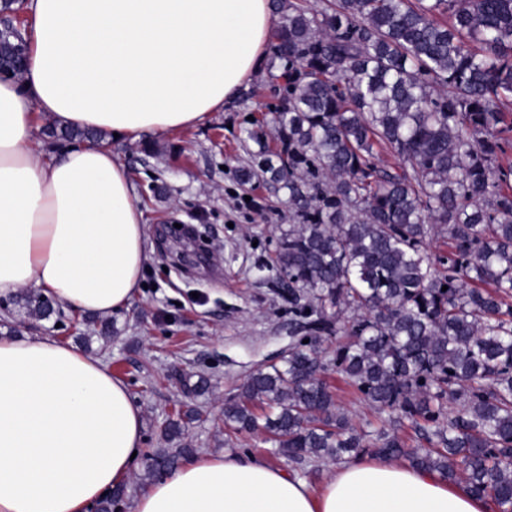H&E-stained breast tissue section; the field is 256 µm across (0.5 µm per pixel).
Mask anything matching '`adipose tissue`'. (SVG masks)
Returning <instances> with one entry per match:
<instances>
[{
    "label": "adipose tissue",
    "instance_id": "ef3b65f1",
    "mask_svg": "<svg viewBox=\"0 0 512 512\" xmlns=\"http://www.w3.org/2000/svg\"><path fill=\"white\" fill-rule=\"evenodd\" d=\"M23 83L0 81V293L28 287L110 314L138 296L144 214L123 164L88 141L44 159L35 117L122 137L222 111L261 63L270 0H27ZM142 409L100 360L48 336L0 337V512H88L124 481ZM464 483L360 456L314 485L254 456L154 480L134 512H492Z\"/></svg>",
    "mask_w": 512,
    "mask_h": 512
}]
</instances>
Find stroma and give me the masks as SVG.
<instances>
[{"label": "stroma", "mask_w": 512, "mask_h": 512, "mask_svg": "<svg viewBox=\"0 0 512 512\" xmlns=\"http://www.w3.org/2000/svg\"><path fill=\"white\" fill-rule=\"evenodd\" d=\"M278 102L265 69H258L224 105L199 125L165 135L117 140L113 153L132 176L134 196L149 227L145 285L137 299L113 313L112 337L100 335L93 317L64 308L60 320L19 315L12 294H0V336H50L95 357L123 379L143 410V448L160 447L159 431L177 402L211 415L194 423L188 441L193 458L231 453L275 458L311 483L331 466L294 463L273 456L263 435L228 436L217 427L227 399L256 368L279 362L291 337L302 336L309 314H292L257 260L272 255L291 222L284 192L257 183L243 187L236 170L256 151L245 130L270 115ZM157 148L154 157L144 147ZM206 377L201 393L184 385ZM340 408L353 424L373 432L382 422L336 374L325 373Z\"/></svg>", "instance_id": "1"}]
</instances>
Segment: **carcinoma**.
<instances>
[{
	"mask_svg": "<svg viewBox=\"0 0 512 512\" xmlns=\"http://www.w3.org/2000/svg\"><path fill=\"white\" fill-rule=\"evenodd\" d=\"M267 65L279 104L245 130L258 161L242 184L288 193L296 223L272 265L288 303L318 318L280 364L258 368L221 421L263 434L291 461L402 458L464 481L512 512V0H276ZM0 72L23 69L22 30L3 32ZM48 147L106 133L46 129ZM386 152L396 163H380ZM444 238L446 251L431 243ZM447 290H442L443 286ZM14 304L48 320L53 301ZM336 338L326 359L323 337ZM384 428L359 431L323 378L328 365ZM266 412L259 415L255 405ZM203 410H177L162 429L182 441ZM409 422L426 445L396 433ZM190 452H145L148 474ZM118 485L96 512H115Z\"/></svg>",
	"mask_w": 512,
	"mask_h": 512,
	"instance_id": "1",
	"label": "carcinoma"
}]
</instances>
